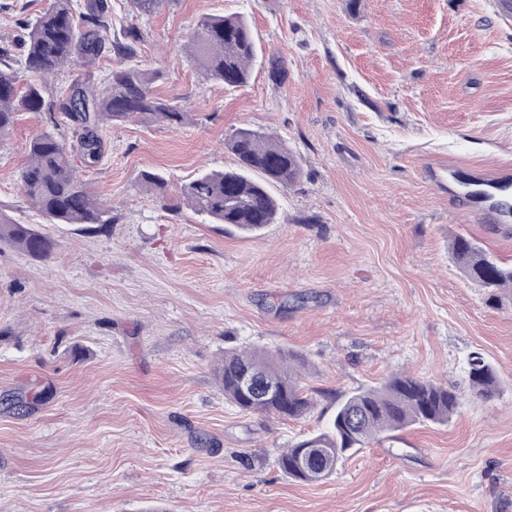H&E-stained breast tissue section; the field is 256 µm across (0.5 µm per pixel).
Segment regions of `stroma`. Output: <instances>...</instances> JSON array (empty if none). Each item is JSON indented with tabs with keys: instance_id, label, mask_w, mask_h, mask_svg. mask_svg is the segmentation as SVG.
<instances>
[{
	"instance_id": "stroma-1",
	"label": "stroma",
	"mask_w": 512,
	"mask_h": 512,
	"mask_svg": "<svg viewBox=\"0 0 512 512\" xmlns=\"http://www.w3.org/2000/svg\"><path fill=\"white\" fill-rule=\"evenodd\" d=\"M49 0H0V44ZM238 13L258 43L246 86L205 81L183 43ZM141 62L181 128L105 127L74 164L112 222L50 224L23 196L24 112L0 137V210L55 242L0 241V512H512V293L490 307L452 261L458 234L512 262V213L479 217L460 177L512 173V18L496 0H172L142 18ZM284 58L286 82L262 61ZM248 127L282 138L302 178L279 223L241 238L202 223L180 185L232 167ZM162 174L163 194L138 185ZM228 348L307 361L303 420L224 398ZM482 353L499 391L473 398ZM393 372L447 384L459 410L349 456L320 483L276 458L323 426L336 392Z\"/></svg>"
}]
</instances>
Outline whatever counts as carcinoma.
Here are the masks:
<instances>
[{
    "label": "carcinoma",
    "instance_id": "cac0c4a2",
    "mask_svg": "<svg viewBox=\"0 0 512 512\" xmlns=\"http://www.w3.org/2000/svg\"><path fill=\"white\" fill-rule=\"evenodd\" d=\"M137 18L156 13L173 0H130ZM107 0H86L76 12L74 0H50L34 20L21 22L20 52L24 70L0 69V136L14 125L19 112H40L45 106L47 77L76 64L91 65L105 51L116 58L104 88L91 82L69 86L64 119L51 116L52 128L33 136L26 145L27 160L20 170L22 193L50 224L112 223L111 210L97 201L88 183L72 163L73 151L96 161L103 152L100 128L108 123H163L178 127L189 122L180 106L153 93L160 71L146 69L138 60L144 30L128 23L113 31ZM188 59L202 77L228 89L246 85L250 66L257 59V42L244 16L206 15L188 37ZM270 78L282 82L288 75L279 55L267 59ZM69 122L79 130L77 147L58 136ZM224 147L235 165L224 170H202L181 185L180 197L205 224L255 237L278 223L281 208L275 185L292 186L302 176L299 154L282 139L258 130L239 128ZM0 239H8L32 256L47 260L54 241L29 224H19L0 210ZM450 254L458 268L484 290L495 304L512 288V263L487 253L473 239L457 235ZM305 361L288 349L224 351V398L252 414L302 419L314 400L301 381ZM257 375L274 388V395L259 400L241 388L245 375ZM467 377L473 397L492 399L499 386L492 366L480 355L468 358ZM334 413L317 432L303 436L277 457L279 469L296 482L318 483L332 477L351 452L368 448L414 425H446L459 407L456 391L446 385L410 374H394L379 385L336 394Z\"/></svg>",
    "mask_w": 512,
    "mask_h": 512
}]
</instances>
